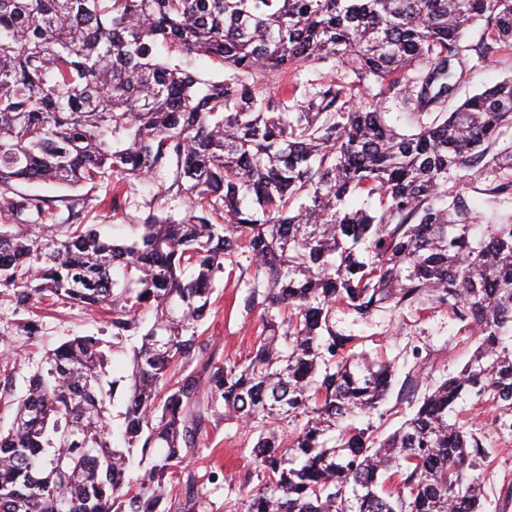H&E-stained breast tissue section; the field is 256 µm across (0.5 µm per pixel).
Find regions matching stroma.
Returning a JSON list of instances; mask_svg holds the SVG:
<instances>
[{
    "label": "stroma",
    "mask_w": 512,
    "mask_h": 512,
    "mask_svg": "<svg viewBox=\"0 0 512 512\" xmlns=\"http://www.w3.org/2000/svg\"><path fill=\"white\" fill-rule=\"evenodd\" d=\"M331 78L344 85L354 98H376L389 125L404 132L413 130L416 120L409 109L403 108L400 98L381 94L375 81L358 82L354 73L331 61L288 70L274 77L271 85L292 87L296 100L302 101ZM509 78L512 47L502 48L486 61L470 54L469 68L448 105L456 107L486 87ZM171 179V174L163 173L132 182L124 187L116 205L102 186L88 184L67 189L29 185L27 193L54 200L50 214L32 225L31 232L36 236L49 230L63 234L69 217L66 203L74 199L85 223L106 238L118 242L133 238L148 211L178 219L191 209L189 199L169 192ZM249 265L247 253H239L236 266L216 281V302L200 328L213 363L245 358L261 324L259 312L250 313L244 308ZM110 321V314L79 305L41 301L20 309L10 297L1 296L0 430L10 427L13 402L25 393L30 377L49 351L77 335L111 341ZM332 324L337 334L353 339L355 352L390 362L394 367L393 386L379 411L353 421L354 426L372 427L381 436L396 430L425 394L458 375L479 344L470 325L459 321L447 306L432 302L389 304L367 316L340 305L332 315ZM458 418L464 430L474 434L483 447L474 468L485 479L482 512H512V435L497 428L492 407L478 409L470 400L459 404ZM193 420L198 429L197 442L186 450L181 468L167 486V512H245V493L260 479L252 455L257 430L250 422H225L223 407L212 405L207 397L201 398Z\"/></svg>",
    "instance_id": "35a3bbf8"
}]
</instances>
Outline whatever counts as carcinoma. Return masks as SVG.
Masks as SVG:
<instances>
[{"instance_id": "obj_1", "label": "carcinoma", "mask_w": 512, "mask_h": 512, "mask_svg": "<svg viewBox=\"0 0 512 512\" xmlns=\"http://www.w3.org/2000/svg\"><path fill=\"white\" fill-rule=\"evenodd\" d=\"M478 20V55L512 45V0H0V288L18 308H110L114 348L140 337L118 440L101 340L47 355L0 432V512H162L200 399L194 375L168 377L204 353L240 249L262 329L249 357L205 370L224 419L259 429L246 512H480L481 443L448 416L468 397L512 428V213L482 225L462 185L489 178V204L512 191V79L446 111ZM197 56L230 75L198 78ZM330 60L428 121L399 133L332 79L290 109L264 83ZM164 171L191 203L221 200L224 223L150 211L123 244L78 219L60 240L28 231L54 200L22 184L106 183L115 207L112 177ZM356 192L378 207L349 208ZM425 301L478 329L476 354L387 437L346 424L378 410L392 369L341 354L332 310Z\"/></svg>"}]
</instances>
